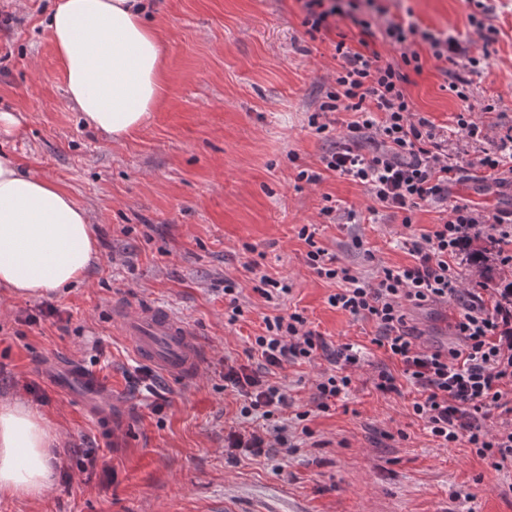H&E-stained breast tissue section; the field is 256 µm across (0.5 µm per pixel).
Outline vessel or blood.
I'll return each instance as SVG.
<instances>
[{
  "label": "vessel or blood",
  "mask_w": 512,
  "mask_h": 512,
  "mask_svg": "<svg viewBox=\"0 0 512 512\" xmlns=\"http://www.w3.org/2000/svg\"><path fill=\"white\" fill-rule=\"evenodd\" d=\"M118 325L138 357L170 376L186 379L198 375L210 355L188 322L162 307H122ZM43 373L64 395H80L90 414L104 428H111L112 391L98 376L72 362L52 364Z\"/></svg>",
  "instance_id": "1"
}]
</instances>
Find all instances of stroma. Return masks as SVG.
I'll return each instance as SVG.
<instances>
[{
  "label": "stroma",
  "instance_id": "35a3bbf8",
  "mask_svg": "<svg viewBox=\"0 0 512 512\" xmlns=\"http://www.w3.org/2000/svg\"><path fill=\"white\" fill-rule=\"evenodd\" d=\"M55 0H0V111L23 117L8 148L31 171L58 183L90 215L97 254L84 282L39 298L0 290V397L14 395L47 418L58 436L53 485L37 500L0 497V512H458L453 492L474 496L475 512H512V469H488L465 442L436 447L411 414L409 383L382 396L376 368L401 366L374 344L369 320L331 308L334 283L305 263L298 235L367 275L378 262L403 265L401 215L373 208L363 187L325 170L332 147L309 125L335 85L338 33L349 21L309 36L302 0H148L147 21L164 53V93L145 126L120 144L87 127L68 99L44 21ZM496 40L483 44L470 22L473 0H374L377 29L414 23L488 51L468 102L448 86L445 62L424 42L412 49L420 73L407 87L415 112L448 131L467 165L449 199L512 211V186L487 181L456 124L471 104L494 149L512 127V0H485ZM319 174L298 180L300 170ZM336 213L325 216L327 200ZM259 259L258 272L246 268ZM284 278L282 311H303L329 350L358 345L365 358L353 391L328 412L313 408V383L326 358L278 374L293 411H310L312 437L274 470L262 458L229 462L224 430L240 399L224 387V362H246L248 336L271 313L257 292L260 274ZM243 314L228 322L225 282ZM152 303L193 326L212 355L191 380L161 377L160 388L131 387L143 361L114 326L117 304ZM54 315H47V308ZM456 301L410 311L438 342L453 325ZM72 358L112 389L113 431L79 397L61 395L43 365ZM404 438H385V431ZM112 471L84 468L86 453ZM481 483H474V476Z\"/></svg>",
  "mask_w": 512,
  "mask_h": 512
}]
</instances>
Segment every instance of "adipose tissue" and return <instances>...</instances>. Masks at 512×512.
<instances>
[{"instance_id":"adipose-tissue-1","label":"adipose tissue","mask_w":512,"mask_h":512,"mask_svg":"<svg viewBox=\"0 0 512 512\" xmlns=\"http://www.w3.org/2000/svg\"><path fill=\"white\" fill-rule=\"evenodd\" d=\"M46 28L70 102L114 142L158 106L164 55L139 0H57ZM95 253L88 211L57 183L0 153V288L41 296L81 283ZM55 431L22 399H0V496L44 497Z\"/></svg>"}]
</instances>
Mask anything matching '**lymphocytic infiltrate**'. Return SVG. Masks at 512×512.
<instances>
[{
	"label": "lymphocytic infiltrate",
	"mask_w": 512,
	"mask_h": 512,
	"mask_svg": "<svg viewBox=\"0 0 512 512\" xmlns=\"http://www.w3.org/2000/svg\"><path fill=\"white\" fill-rule=\"evenodd\" d=\"M383 35L393 45L427 43L436 59L454 65L449 88L468 101L470 76L482 60L469 55L456 38L400 22L390 23ZM335 52V86L309 120L316 134L340 135V145L322 158L326 169L362 186L382 208L403 214L404 226H411L412 213L423 206L443 203L447 210L431 230L405 238L403 247L411 263L379 265L375 280L337 264L318 246L313 224L303 225L299 232L308 246L307 263L319 277L336 282L329 305L374 322L375 344L400 363L397 375L385 367L377 369L372 378L377 392L397 395L401 382H408L417 392L412 414L437 447L463 440L488 468L512 467V286L483 283L470 291L453 326L456 340L445 348L421 343L420 332L409 327L407 317L408 306L456 297L460 255L477 237L497 241L498 263L511 268L512 212L489 211L468 200L449 202L448 186L461 165L458 154L449 151L443 131L411 108L407 68L418 63V54L403 56L397 64L343 39L337 41ZM339 112L352 115L341 132L336 129ZM476 165L495 183L512 180V127L496 151H478ZM321 347L320 333L309 328L302 313L263 316L247 349L248 357L257 359V368L231 360L224 363V385L241 398L239 414L244 420L224 437L229 454L274 453L285 458L296 452L285 416L292 400L282 383L271 380L269 370L291 361L312 362ZM362 361L358 347H341L333 368L315 382L318 411H329L346 398ZM489 418L498 423L491 433L482 426Z\"/></svg>",
	"instance_id": "f902f5d3"
}]
</instances>
